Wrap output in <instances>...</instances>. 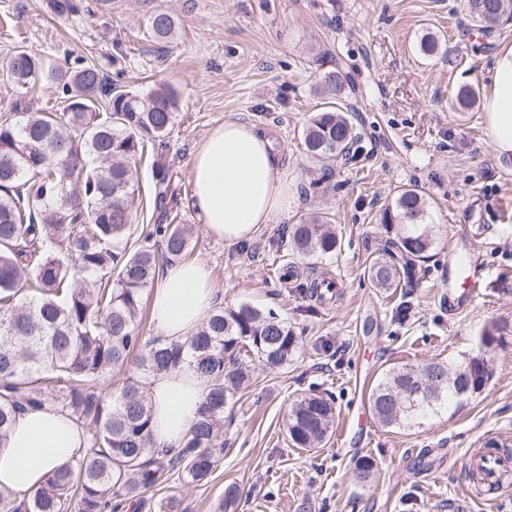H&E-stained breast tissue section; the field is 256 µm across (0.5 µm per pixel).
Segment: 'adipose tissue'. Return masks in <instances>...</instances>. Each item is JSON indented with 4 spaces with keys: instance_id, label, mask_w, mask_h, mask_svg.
<instances>
[{
    "instance_id": "ef3b65f1",
    "label": "adipose tissue",
    "mask_w": 512,
    "mask_h": 512,
    "mask_svg": "<svg viewBox=\"0 0 512 512\" xmlns=\"http://www.w3.org/2000/svg\"><path fill=\"white\" fill-rule=\"evenodd\" d=\"M483 110L497 157L512 159V44L494 57ZM190 180L197 222L228 244L253 238L261 225L287 214L291 205L288 172L269 134L237 119L207 134L193 157ZM216 295L204 263L168 266L148 298L159 336L184 340L208 316ZM206 391L205 381L186 369L151 380L152 448L179 446ZM86 437L81 424L53 408L19 415L6 447L0 448V490L33 493L49 473L80 457Z\"/></svg>"
}]
</instances>
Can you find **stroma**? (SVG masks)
<instances>
[{
	"label": "stroma",
	"mask_w": 512,
	"mask_h": 512,
	"mask_svg": "<svg viewBox=\"0 0 512 512\" xmlns=\"http://www.w3.org/2000/svg\"><path fill=\"white\" fill-rule=\"evenodd\" d=\"M56 18L46 0H0V69L22 45L55 66L73 58L101 64L105 76L131 90L165 84L179 106L167 159L175 212L196 224L188 205L194 152L209 131L234 118L270 131L288 167L287 215L263 225L249 242L227 244L197 226L191 260L205 263L219 303L273 309L301 338L294 362L270 370L250 361L252 383L238 395L224 426V460L210 481L165 480L142 494L136 512L179 496L183 512H215L227 485H238L237 512H449L467 498L469 512H512V489L476 494L466 461L488 440L512 442V161L498 159L485 135L480 104L455 107L459 88L485 96L495 53L512 42V14L491 35L478 32L459 0H77ZM164 11L173 38L153 37L149 19ZM434 35L435 55L420 50ZM338 70L354 87L353 120L366 155L335 162L321 179L303 152L300 132L324 98L318 84ZM139 188L135 229L158 223L150 160L131 164ZM416 187L428 202L435 243L419 285L387 293L365 273L383 235L374 219L400 190ZM329 217L341 239L330 268L343 293L312 308L309 298L278 281L273 249L291 225ZM485 233H478L477 225ZM465 256L489 269L497 285L448 311L456 288L448 268ZM408 301L405 319L395 309ZM500 325L492 377L461 406L409 427L385 428L368 394L383 373L401 365L459 362L477 350L484 329ZM332 348L322 352V341ZM331 396L332 438L315 452L292 447L284 417L301 394ZM372 457L380 477L351 481L356 461Z\"/></svg>",
	"instance_id": "35a3bbf8"
}]
</instances>
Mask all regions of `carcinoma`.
I'll return each mask as SVG.
<instances>
[{"mask_svg": "<svg viewBox=\"0 0 512 512\" xmlns=\"http://www.w3.org/2000/svg\"><path fill=\"white\" fill-rule=\"evenodd\" d=\"M47 6L58 18L78 10L76 0H48ZM460 8L491 34L512 0H460ZM150 28L155 38L167 40L175 21L156 12ZM3 80L15 98L11 111L0 115V447L20 412L44 406L81 423L87 447L30 496L1 491L0 512H120L164 473L177 474L185 485L208 481L224 458V409L251 380L244 358L285 367L297 354L299 336L273 311L248 303L214 308L182 342L140 336L146 289L169 262L187 255L194 234L192 224H154L142 241L132 240L139 192L128 163L152 149L155 207L167 213L171 176L164 158L176 94L107 85L103 67L81 61L64 72L28 49L14 52ZM43 81L56 84L60 111H31L30 94ZM347 85L337 70L323 77L324 110L301 133L313 160L349 163L363 153ZM426 215L427 202L414 189L401 190L375 215L385 243L368 272L379 287L423 279L422 263L434 244L422 223ZM285 243L300 258L333 259L341 251L322 216L292 225ZM281 280L320 303L332 299L336 287L331 273L309 278L295 261L283 266ZM497 332V326L484 331L477 352L461 363L390 368L369 397L377 421L407 426L462 399L457 383L448 382L461 370L468 371L470 396L481 393L486 353ZM130 363L134 369L120 387L103 386L112 371ZM181 366L204 378L208 392L180 448L159 453L150 448L148 380ZM428 367L436 381L431 392L414 381V372ZM334 423L331 398L304 394L286 416L288 442L320 448ZM377 470L374 460L362 458L352 476L361 482ZM238 500L236 486L225 487L218 512H234Z\"/></svg>", "mask_w": 512, "mask_h": 512, "instance_id": "carcinoma-1", "label": "carcinoma"}]
</instances>
